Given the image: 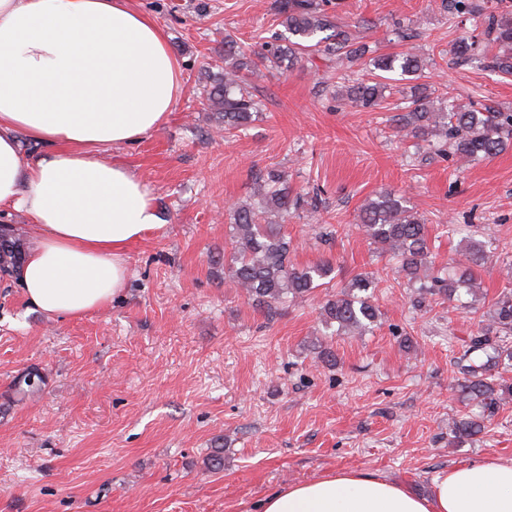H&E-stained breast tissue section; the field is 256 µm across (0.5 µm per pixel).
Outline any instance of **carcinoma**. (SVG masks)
Returning a JSON list of instances; mask_svg holds the SVG:
<instances>
[{"label": "carcinoma", "mask_w": 512, "mask_h": 512, "mask_svg": "<svg viewBox=\"0 0 512 512\" xmlns=\"http://www.w3.org/2000/svg\"><path fill=\"white\" fill-rule=\"evenodd\" d=\"M332 0H279V29L272 32L257 52V59L244 54L238 42L224 36V65L209 73L204 87L207 107L218 115V129L229 134L243 132L262 115L264 104L252 91L249 78L264 71L320 59L336 72V100L349 107L374 109L392 90L386 74L412 75L422 70L423 60L410 49L372 55L370 46L331 11ZM451 19L469 17L482 27L481 38L462 39L454 46L459 57L481 56L497 69L512 71V10L504 5L486 11L483 0H447L442 4ZM368 62L376 70L365 79L356 67ZM396 115V129L404 138L436 140L437 152L466 164L491 159L512 148V112L494 107L461 104L455 99L431 98L426 87H416L410 101ZM256 204H239L229 214L230 256L224 259V278L241 288L246 296L275 309L288 303L289 296L310 294L328 278L333 266L328 261L297 266L292 264L293 245L274 217L305 209L318 211L317 198L294 190L287 176L268 169L256 176ZM360 229L381 256L398 263V271L415 288L416 306L429 296L457 301L469 313L477 311L479 299L475 270L490 259L484 243L472 236L463 239L452 270L425 273L430 257V236L424 218L404 205V198L384 192L361 210ZM25 255L23 239L11 227L0 231V277L14 278ZM375 278L359 274L327 300L322 308L325 328L359 334L377 325L378 307L373 303ZM468 300H463V297ZM489 328L470 338L469 351L480 353L479 361L460 367L461 390L477 400L480 412L465 414L448 426L454 441L463 443L485 430V421L501 403L512 398V383L501 379L502 362L512 365V290L499 296L489 312Z\"/></svg>", "instance_id": "carcinoma-1"}]
</instances>
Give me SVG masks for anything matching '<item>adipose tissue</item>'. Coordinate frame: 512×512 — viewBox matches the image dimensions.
I'll return each mask as SVG.
<instances>
[{
    "label": "adipose tissue",
    "instance_id": "obj_1",
    "mask_svg": "<svg viewBox=\"0 0 512 512\" xmlns=\"http://www.w3.org/2000/svg\"><path fill=\"white\" fill-rule=\"evenodd\" d=\"M183 90L165 32L131 0H0V222L34 230L16 278L49 316L78 317L126 284L127 249L160 218L146 182L98 158L158 130ZM43 150L25 156L21 139ZM259 512H512V463L475 460L422 497L350 471L269 493Z\"/></svg>",
    "mask_w": 512,
    "mask_h": 512
}]
</instances>
